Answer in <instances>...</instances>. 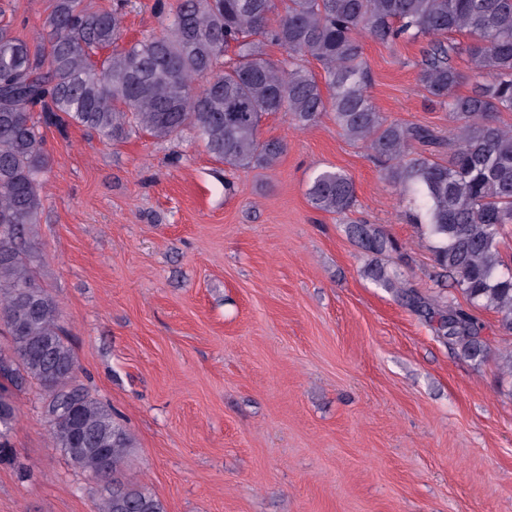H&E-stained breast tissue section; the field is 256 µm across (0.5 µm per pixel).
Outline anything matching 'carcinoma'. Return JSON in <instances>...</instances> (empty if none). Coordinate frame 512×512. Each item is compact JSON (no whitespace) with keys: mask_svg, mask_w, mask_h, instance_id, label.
<instances>
[{"mask_svg":"<svg viewBox=\"0 0 512 512\" xmlns=\"http://www.w3.org/2000/svg\"><path fill=\"white\" fill-rule=\"evenodd\" d=\"M154 8L165 17L162 28L127 42L121 8L55 0L41 53L0 25V325L9 337L0 378L42 388L55 446L99 482L98 512L165 509L127 480L134 438L80 383L58 306L38 281L34 227L50 152L33 112L113 141L189 130L231 171L271 168L282 157L283 141L259 139L265 116L282 112L308 129L331 113L409 199L410 223L425 226L450 286L471 305L494 310L512 331V267L499 249L512 224V129L496 119L512 112V0H155ZM453 32L471 42L452 40ZM363 38L387 46L426 40L417 80L454 123L448 163L417 151L443 145L434 129L391 122L372 103ZM270 44L285 57L270 59ZM100 50L108 54L97 60ZM462 56L473 78L465 94L454 65ZM303 58L321 64L323 81L296 63ZM307 195L314 209L343 217L356 203L353 178L334 167L313 174ZM346 231L367 254L398 250L374 224L349 220ZM364 274L397 290L409 307L438 316L439 332L463 357L487 358L483 326L467 310L451 302L431 307L403 289L397 269L376 260ZM14 417L12 394L0 385V428Z\"/></svg>","mask_w":512,"mask_h":512,"instance_id":"obj_1","label":"carcinoma"}]
</instances>
